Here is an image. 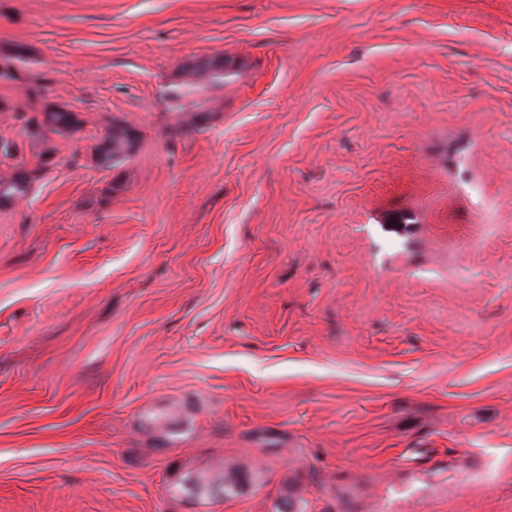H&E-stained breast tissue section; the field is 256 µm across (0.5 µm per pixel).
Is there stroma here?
Instances as JSON below:
<instances>
[{
    "instance_id": "stroma-1",
    "label": "stroma",
    "mask_w": 512,
    "mask_h": 512,
    "mask_svg": "<svg viewBox=\"0 0 512 512\" xmlns=\"http://www.w3.org/2000/svg\"><path fill=\"white\" fill-rule=\"evenodd\" d=\"M15 53L0 512H512V0H0ZM39 115L42 119H39ZM18 119L25 127L40 129L44 126L49 127L53 132L69 131L75 124L71 112L42 110L41 112H19ZM243 474L240 470H221L218 474L207 477L204 474H189L185 476L179 486L196 496H212L214 490L220 489L224 497H231L238 493L242 486Z\"/></svg>"
}]
</instances>
